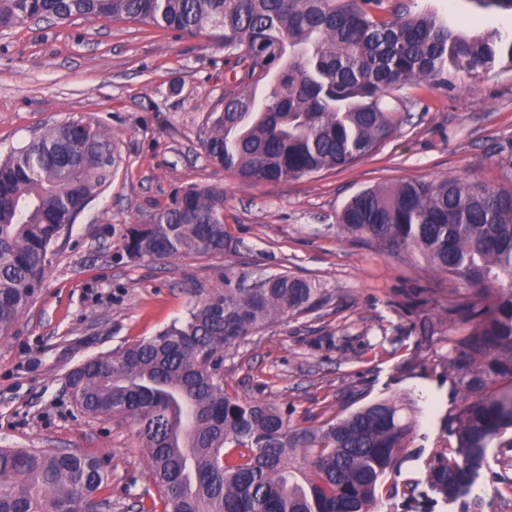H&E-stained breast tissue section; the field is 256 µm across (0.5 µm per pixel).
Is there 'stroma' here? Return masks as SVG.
Returning a JSON list of instances; mask_svg holds the SVG:
<instances>
[{
  "label": "stroma",
  "instance_id": "stroma-1",
  "mask_svg": "<svg viewBox=\"0 0 512 512\" xmlns=\"http://www.w3.org/2000/svg\"><path fill=\"white\" fill-rule=\"evenodd\" d=\"M432 13L472 36L512 32V14L471 0H384L383 15ZM222 43L136 22L51 19L0 30V160L44 128L99 121L120 165L54 246L42 286L11 336L0 339V448H44L96 458L108 477L105 512L152 507L154 483L135 423L90 418L67 390L86 359L156 335L182 317L196 289L226 271L286 272L330 293L224 350V386L316 426L378 398H413L410 454L386 484L423 477L459 397L448 360L468 331L448 315L463 282L420 256L344 232L337 216L358 193L405 179L500 183L512 156V68L448 86L409 85L385 98L403 122L355 165L279 184H256L210 164L201 141L209 112L235 86ZM224 188V224L236 253L129 261L120 233L146 223L192 185ZM425 290L427 304L414 305Z\"/></svg>",
  "mask_w": 512,
  "mask_h": 512
}]
</instances>
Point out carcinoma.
Instances as JSON below:
<instances>
[{
    "mask_svg": "<svg viewBox=\"0 0 512 512\" xmlns=\"http://www.w3.org/2000/svg\"><path fill=\"white\" fill-rule=\"evenodd\" d=\"M383 0H0V27L35 15L129 21L163 30L210 29L243 74L211 112L206 159L253 183L276 184L349 167L401 124L385 94L446 85L512 65L497 28L467 36L433 14H378ZM268 84L265 94L258 87ZM118 163L106 128L54 125L0 162V338L32 304L52 248ZM504 185L479 179L404 180L351 199L343 230L421 256L475 289L448 306L470 332L448 360L461 405L446 439L409 478L405 512H482L487 489H512V458L494 471L491 448H512V162ZM133 260L237 249L224 229V188L195 185L121 231ZM327 289L286 272L231 271L159 334L91 357L67 383L81 411L139 427L161 510L152 512H375L416 427L415 402L371 401L319 426H294L273 404L227 393L222 353L271 324L311 313ZM227 448H244L230 460ZM108 478L98 460L37 448H0V512H96Z\"/></svg>",
    "mask_w": 512,
    "mask_h": 512,
    "instance_id": "cac0c4a2",
    "label": "carcinoma"
}]
</instances>
